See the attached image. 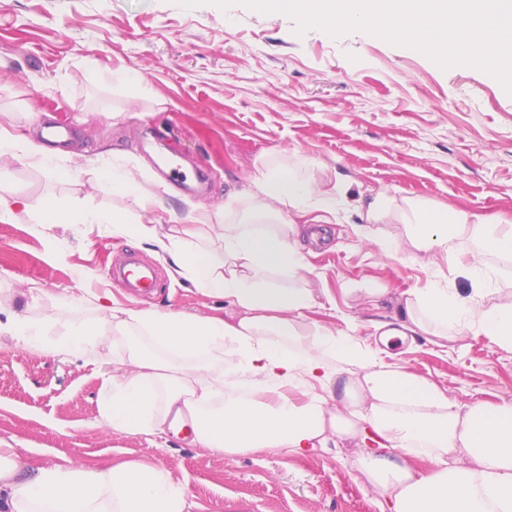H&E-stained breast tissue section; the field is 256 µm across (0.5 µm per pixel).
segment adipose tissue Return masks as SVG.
I'll return each instance as SVG.
<instances>
[{
  "instance_id": "obj_1",
  "label": "adipose tissue",
  "mask_w": 512,
  "mask_h": 512,
  "mask_svg": "<svg viewBox=\"0 0 512 512\" xmlns=\"http://www.w3.org/2000/svg\"><path fill=\"white\" fill-rule=\"evenodd\" d=\"M39 114L27 130L0 127V158L71 179L90 171L96 186L134 196L141 213L67 209L35 202L0 183V223L26 218L49 228L101 224L113 236L144 241L175 275L239 310L231 321L175 312L113 307L112 330L94 320L66 324L51 338L53 318L0 323L24 347L112 355V382L100 414L114 430L154 434L189 423L194 444L226 456L280 450L303 455L355 440L358 470L392 512H512V404L464 405L426 378L385 362L349 333L311 323L319 302L307 277L303 240L309 223H336L356 212L357 234L382 252L437 251L466 277L470 290L434 283L408 292L402 332L455 340L472 333L512 350V296L484 300L512 270V222L449 205L370 190L355 209L316 187L312 159L262 162L245 193L223 205L188 206V222L161 235L162 183L143 177L115 152L90 159L57 156L39 139ZM402 225L403 234L390 232ZM429 461V470L413 468ZM187 481L158 464L102 468L26 467L0 448V512H191Z\"/></svg>"
}]
</instances>
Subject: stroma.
<instances>
[{
    "instance_id": "35a3bbf8",
    "label": "stroma",
    "mask_w": 512,
    "mask_h": 512,
    "mask_svg": "<svg viewBox=\"0 0 512 512\" xmlns=\"http://www.w3.org/2000/svg\"><path fill=\"white\" fill-rule=\"evenodd\" d=\"M140 71L134 92L103 84L100 72ZM49 127L63 122L62 150L89 156L117 149L145 172L178 163L186 182L164 198L174 223L185 202L222 205L249 185L257 161L297 152L348 177L353 189L378 186L480 216L512 215V96L476 69L433 67L425 57L355 31L334 38L297 35L291 19L240 5L191 9L175 0H0V125L24 129L27 111ZM0 177L30 200L53 198L83 209L138 211L134 197L95 188L93 174L61 180L0 160ZM307 243L309 285L322 295L309 318L382 349L463 404L512 401V352L482 336L438 344L409 335L383 343L377 321L399 325L403 295L450 278L441 254L384 255L352 225L321 224ZM153 266L159 287L141 299L117 285L112 269L128 253ZM41 293L31 299L28 289ZM382 288L378 299L351 285ZM81 292L85 303L62 310ZM125 308L229 320L223 298L175 277L156 247L112 237L98 224L0 223V315L60 323L92 318L112 326L95 297ZM112 357L23 348L0 333V446L26 466L103 467L137 460L188 480L192 512H387L345 445L293 456H223L175 430L127 435L103 420L99 404Z\"/></svg>"
}]
</instances>
